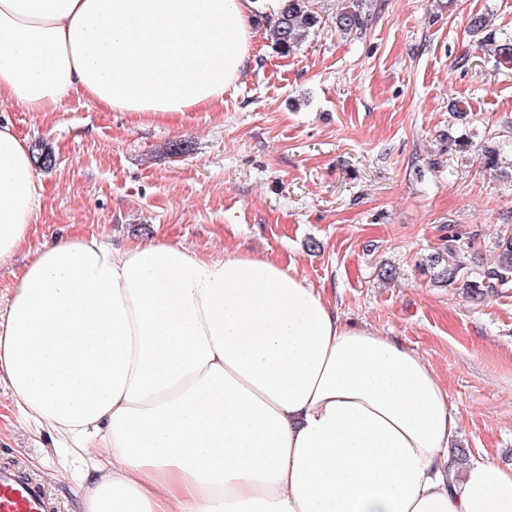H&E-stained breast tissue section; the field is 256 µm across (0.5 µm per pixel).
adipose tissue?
<instances>
[{
  "instance_id": "obj_1",
  "label": "adipose tissue",
  "mask_w": 512,
  "mask_h": 512,
  "mask_svg": "<svg viewBox=\"0 0 512 512\" xmlns=\"http://www.w3.org/2000/svg\"><path fill=\"white\" fill-rule=\"evenodd\" d=\"M279 0H0V101L70 95L174 118L223 100ZM0 121V267L42 208ZM23 421L90 455L83 512H512V468L457 475L435 367L344 320L293 266L78 234L30 254L0 309Z\"/></svg>"
}]
</instances>
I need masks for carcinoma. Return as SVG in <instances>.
<instances>
[{"label": "carcinoma", "mask_w": 512, "mask_h": 512, "mask_svg": "<svg viewBox=\"0 0 512 512\" xmlns=\"http://www.w3.org/2000/svg\"><path fill=\"white\" fill-rule=\"evenodd\" d=\"M323 0H281L277 16L267 20L268 35L275 48L290 54L322 24L319 3ZM366 0H342L330 14L332 24L344 34L360 35L368 25ZM467 31L473 38L476 50L495 58L501 64H512V36L508 37L489 28L487 18L481 13L468 17ZM500 149L483 145L478 153L480 162L487 169L499 168ZM472 237L466 238L448 228V248L420 264L423 272L438 284L465 291L467 294L487 295L512 284V233L497 237V258L486 270L471 271L465 261Z\"/></svg>", "instance_id": "1"}]
</instances>
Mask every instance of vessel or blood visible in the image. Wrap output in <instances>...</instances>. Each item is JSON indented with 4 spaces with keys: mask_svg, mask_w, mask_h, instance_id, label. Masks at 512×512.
I'll list each match as a JSON object with an SVG mask.
<instances>
[{
    "mask_svg": "<svg viewBox=\"0 0 512 512\" xmlns=\"http://www.w3.org/2000/svg\"><path fill=\"white\" fill-rule=\"evenodd\" d=\"M0 512H58L45 483L14 462L0 464Z\"/></svg>",
    "mask_w": 512,
    "mask_h": 512,
    "instance_id": "b4317fda",
    "label": "vessel or blood"
}]
</instances>
